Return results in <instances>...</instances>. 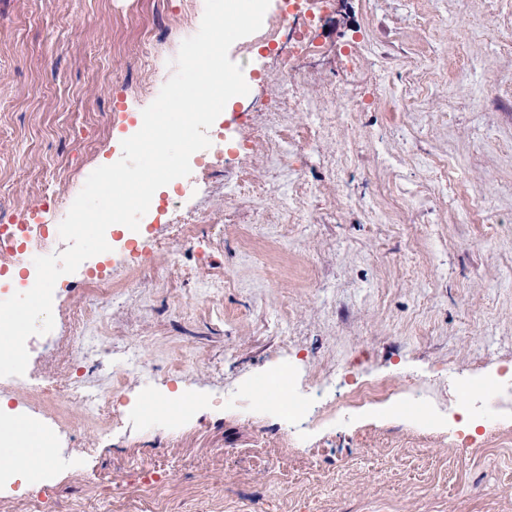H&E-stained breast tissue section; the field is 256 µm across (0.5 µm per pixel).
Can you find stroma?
Segmentation results:
<instances>
[{"instance_id":"35a3bbf8","label":"stroma","mask_w":512,"mask_h":512,"mask_svg":"<svg viewBox=\"0 0 512 512\" xmlns=\"http://www.w3.org/2000/svg\"><path fill=\"white\" fill-rule=\"evenodd\" d=\"M335 2L328 53L295 76L231 46L250 93L215 121L229 161L176 184L131 255L139 288L75 336L81 385L126 420L100 439L72 406L85 484L73 498L56 474L55 512H143L154 478L166 512H512V419L471 448L448 431L462 385L512 368V0ZM181 7L0 0V224L60 223L46 198L121 158L200 27L205 0L184 27ZM352 378L391 391L352 408ZM418 396L432 425L401 409Z\"/></svg>"}]
</instances>
